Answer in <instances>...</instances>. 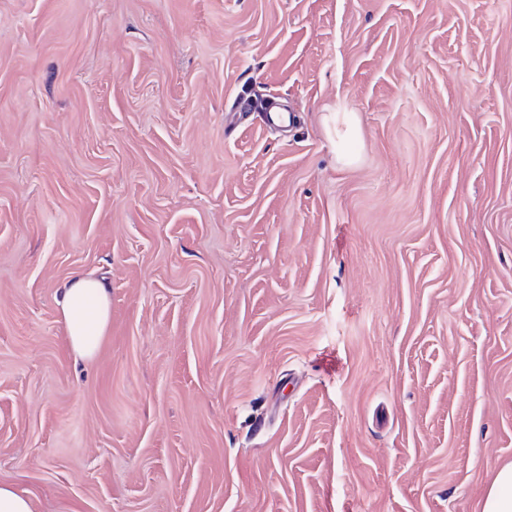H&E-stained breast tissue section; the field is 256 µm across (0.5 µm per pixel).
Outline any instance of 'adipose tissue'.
I'll list each match as a JSON object with an SVG mask.
<instances>
[{"instance_id":"obj_1","label":"adipose tissue","mask_w":512,"mask_h":512,"mask_svg":"<svg viewBox=\"0 0 512 512\" xmlns=\"http://www.w3.org/2000/svg\"><path fill=\"white\" fill-rule=\"evenodd\" d=\"M59 307L72 352L82 359L92 358L110 321V301L104 282L89 275L72 277L62 290Z\"/></svg>"}]
</instances>
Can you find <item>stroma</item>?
Here are the masks:
<instances>
[{
	"mask_svg": "<svg viewBox=\"0 0 512 512\" xmlns=\"http://www.w3.org/2000/svg\"><path fill=\"white\" fill-rule=\"evenodd\" d=\"M77 273L109 285L89 362ZM509 463L512 0H0L1 483L476 512ZM236 109L240 114L247 117L256 113L261 121L267 125L279 124L278 122L283 112L280 105L274 100H268L261 110L256 112H254L251 104L247 101L238 102ZM324 127L327 135L333 141L336 138V146L341 162L346 165L352 164L357 155L348 149L347 145L360 138L359 124L354 112H346L345 110L332 112L328 118H325ZM59 307L72 352L91 359L109 326L108 288L97 277L78 274L64 286Z\"/></svg>",
	"mask_w": 512,
	"mask_h": 512,
	"instance_id": "stroma-1",
	"label": "stroma"
}]
</instances>
